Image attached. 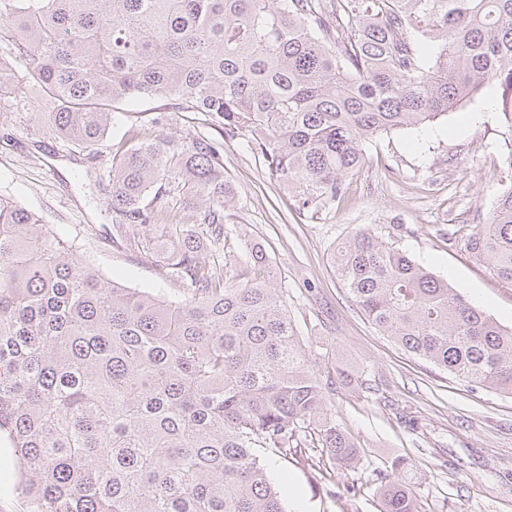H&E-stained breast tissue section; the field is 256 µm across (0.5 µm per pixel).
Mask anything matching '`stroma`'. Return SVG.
<instances>
[{
    "instance_id": "1",
    "label": "stroma",
    "mask_w": 512,
    "mask_h": 512,
    "mask_svg": "<svg viewBox=\"0 0 512 512\" xmlns=\"http://www.w3.org/2000/svg\"><path fill=\"white\" fill-rule=\"evenodd\" d=\"M498 100V90L486 88L447 116L368 141L343 199L325 207H300L246 139L225 142L224 174L234 189L227 227L263 246L317 369L349 365L364 380L332 398L337 423L359 446V471L332 467L316 450L274 459L270 476L287 512H381L376 474L396 456L418 472L422 512H512V395L471 387L401 349L362 316L330 263L335 246L371 229L512 327V286L464 246L487 223L497 190L512 185V127ZM51 109L29 86L0 113V195L38 213L73 240L82 261L118 283L165 287L156 264L112 244L109 154L88 157L55 135ZM131 109L141 124L115 113L113 141L130 130L176 151L200 133L220 137L205 114L178 111L170 100ZM17 483L1 438L0 512H30Z\"/></svg>"
}]
</instances>
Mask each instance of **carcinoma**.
I'll return each instance as SVG.
<instances>
[{
	"instance_id": "1",
	"label": "carcinoma",
	"mask_w": 512,
	"mask_h": 512,
	"mask_svg": "<svg viewBox=\"0 0 512 512\" xmlns=\"http://www.w3.org/2000/svg\"><path fill=\"white\" fill-rule=\"evenodd\" d=\"M1 43L28 60L56 134L88 154L108 148L121 103L173 99L248 137L303 207L343 198L368 140L489 84L512 128V0H0ZM21 88L0 57V112ZM177 189L199 223H167ZM109 196L112 242L161 262L171 295L106 278L0 198V434L31 512H285L267 456L309 435L356 467L330 398L359 370H317L266 253L226 249L221 144L121 142ZM466 248L512 285V186ZM334 266L405 351L512 394V328L447 280L369 229ZM411 471L396 457L377 474L383 512H420Z\"/></svg>"
}]
</instances>
